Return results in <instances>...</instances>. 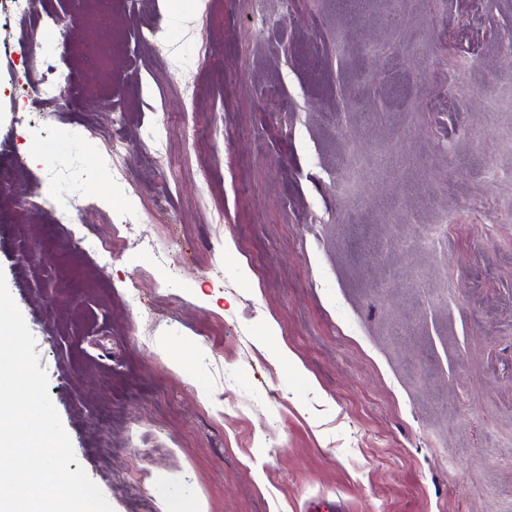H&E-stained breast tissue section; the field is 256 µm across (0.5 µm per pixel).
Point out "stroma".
Returning a JSON list of instances; mask_svg holds the SVG:
<instances>
[{"label": "stroma", "mask_w": 512, "mask_h": 512, "mask_svg": "<svg viewBox=\"0 0 512 512\" xmlns=\"http://www.w3.org/2000/svg\"><path fill=\"white\" fill-rule=\"evenodd\" d=\"M9 188L0 273L113 512H512V0H0ZM39 77L32 86L34 98L44 104H55L62 79L60 62L56 55H44L37 61Z\"/></svg>", "instance_id": "1"}]
</instances>
